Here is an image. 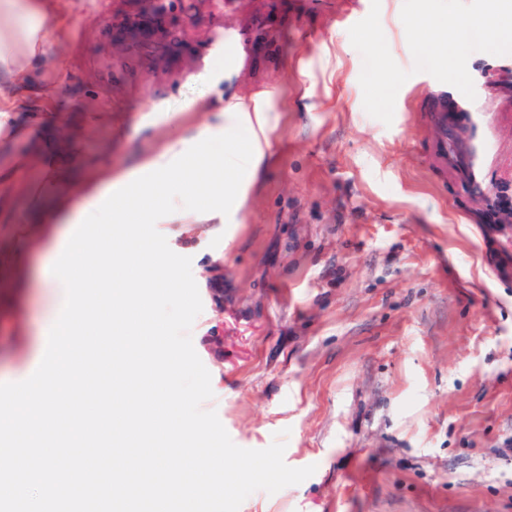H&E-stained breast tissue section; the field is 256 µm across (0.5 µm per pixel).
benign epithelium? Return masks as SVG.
I'll return each instance as SVG.
<instances>
[{
	"label": "benign epithelium",
	"mask_w": 512,
	"mask_h": 512,
	"mask_svg": "<svg viewBox=\"0 0 512 512\" xmlns=\"http://www.w3.org/2000/svg\"><path fill=\"white\" fill-rule=\"evenodd\" d=\"M108 23L112 45L158 64L186 49L189 29L203 17L224 14L228 0H124Z\"/></svg>",
	"instance_id": "1"
}]
</instances>
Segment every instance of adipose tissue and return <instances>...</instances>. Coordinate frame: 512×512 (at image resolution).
I'll list each match as a JSON object with an SVG mask.
<instances>
[{
    "label": "adipose tissue",
    "mask_w": 512,
    "mask_h": 512,
    "mask_svg": "<svg viewBox=\"0 0 512 512\" xmlns=\"http://www.w3.org/2000/svg\"><path fill=\"white\" fill-rule=\"evenodd\" d=\"M53 7L52 0H0V20L8 22L7 30H0V121L9 113L27 111L22 92L33 66L52 69L57 65L55 40L45 24ZM261 150L256 140L247 151L224 155L201 133L196 138L194 161L183 168L182 175L208 195H234L238 189L225 185L224 169L255 171Z\"/></svg>",
    "instance_id": "adipose-tissue-1"
}]
</instances>
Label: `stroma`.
<instances>
[{"label":"stroma","instance_id":"1","mask_svg":"<svg viewBox=\"0 0 512 512\" xmlns=\"http://www.w3.org/2000/svg\"><path fill=\"white\" fill-rule=\"evenodd\" d=\"M60 62L29 76L17 131L0 130V376L25 367L44 330L41 276L84 198L198 132L246 147L223 117L268 119L254 173L227 172L245 201L223 222L178 210L157 229L192 259L203 303L190 330L232 441L315 466L259 490L240 512H512V54L473 53L476 111L450 129L483 140L440 162L435 100L413 73L403 0H380L396 63L410 71L392 124L370 116L348 30L371 0H234L150 67L112 46L120 0H55Z\"/></svg>","mask_w":512,"mask_h":512}]
</instances>
